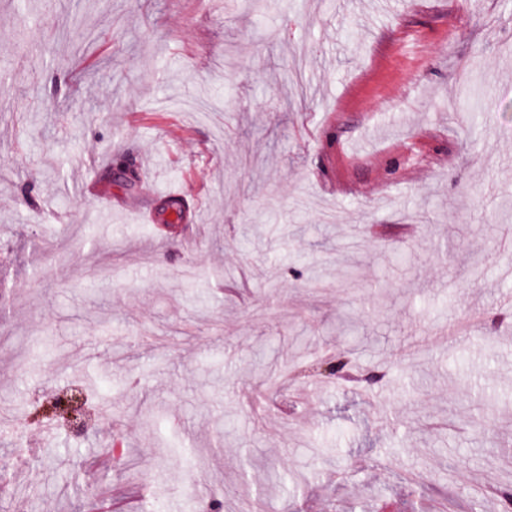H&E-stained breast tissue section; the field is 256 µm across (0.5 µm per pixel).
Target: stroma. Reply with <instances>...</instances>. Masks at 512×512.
Wrapping results in <instances>:
<instances>
[{
    "instance_id": "35a3bbf8",
    "label": "stroma",
    "mask_w": 512,
    "mask_h": 512,
    "mask_svg": "<svg viewBox=\"0 0 512 512\" xmlns=\"http://www.w3.org/2000/svg\"><path fill=\"white\" fill-rule=\"evenodd\" d=\"M0 164V421L109 386L25 512H498L512 0H0Z\"/></svg>"
}]
</instances>
